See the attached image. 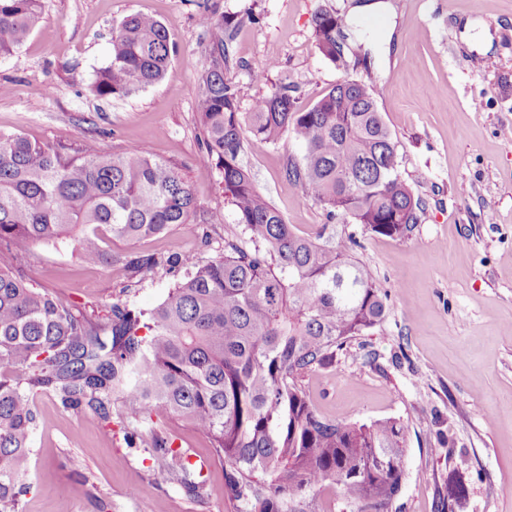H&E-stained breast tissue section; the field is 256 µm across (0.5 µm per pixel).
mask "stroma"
Segmentation results:
<instances>
[{
  "label": "stroma",
  "mask_w": 512,
  "mask_h": 512,
  "mask_svg": "<svg viewBox=\"0 0 512 512\" xmlns=\"http://www.w3.org/2000/svg\"><path fill=\"white\" fill-rule=\"evenodd\" d=\"M367 0H47L23 43L0 56V133L34 142L82 139L95 153L143 147L182 165L205 211L223 223L183 224L116 252L179 251L207 263L236 229L224 201L222 173L204 160L195 93L203 66V11L237 15L226 75L242 111L271 86L290 87L298 110L337 81H373L378 109L396 143L400 174L422 201L406 239L328 221L312 193L289 181V161L304 153L285 138L243 136L241 159L256 187L302 234L332 224L355 233V254L387 295L383 322L339 351L335 362L303 380L324 415L368 422L409 421L406 483L391 512H512V0H391L374 16ZM323 9L349 24L342 62L317 49L312 18ZM157 18L176 48L157 84L126 97L91 93L109 60L112 30L125 17ZM496 17L492 46L469 39L466 21ZM276 60L268 82L254 66ZM31 284L79 309H97L127 290L137 307L161 302L172 275L130 277L122 264L89 265L70 246L35 244L18 266ZM31 491L24 512H236L224 497L225 464L189 422L164 421L175 447L204 463L198 496L185 490L140 448L127 447L120 423L99 424L67 409L52 391L34 397ZM466 487L452 508L441 505L448 481Z\"/></svg>",
  "instance_id": "obj_1"
}]
</instances>
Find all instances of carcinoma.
Returning a JSON list of instances; mask_svg holds the SVG:
<instances>
[{"instance_id": "obj_1", "label": "carcinoma", "mask_w": 512, "mask_h": 512, "mask_svg": "<svg viewBox=\"0 0 512 512\" xmlns=\"http://www.w3.org/2000/svg\"><path fill=\"white\" fill-rule=\"evenodd\" d=\"M45 0H0V56L37 25ZM205 64L196 90L200 146L222 171L224 200L246 237L224 238V254L112 253L223 215L200 209L182 169L146 149L97 155L86 144L32 143L0 134V512H23L36 413L33 395L52 390L62 406L100 423L117 416L127 445L194 494L201 467L173 448L153 419L180 418L224 460V497L238 512H307V498L333 489L354 512H389L406 480L409 423L347 422L319 413L302 384L352 338L386 316V294L356 257L355 235L300 234L262 195L240 159L243 130L304 148L288 179L312 192L328 220L341 216L375 235L407 239L421 200L402 180L392 134L363 79L326 90L306 111L284 87L240 111L225 71L224 33L235 16L203 13ZM319 52L343 58L345 25L318 12ZM174 46L155 17L136 13L112 34L111 60L92 85L101 99L125 96L164 75ZM35 242L73 244L91 265L121 263L133 276L180 275L150 310L121 295L82 311L29 287L17 270ZM119 408H114L115 403Z\"/></svg>"}]
</instances>
